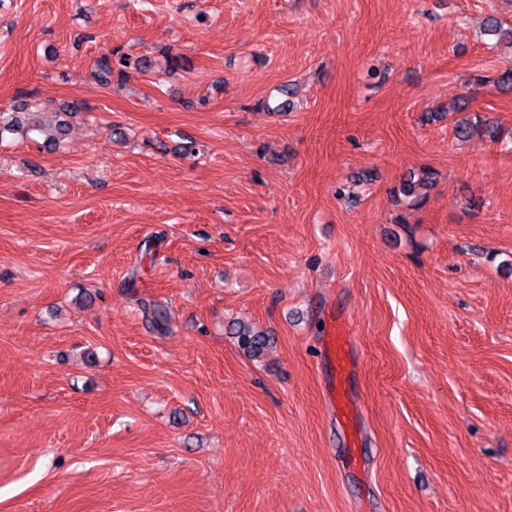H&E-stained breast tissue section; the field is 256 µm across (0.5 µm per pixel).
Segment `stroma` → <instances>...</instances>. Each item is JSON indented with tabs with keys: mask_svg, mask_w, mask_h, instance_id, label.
Returning a JSON list of instances; mask_svg holds the SVG:
<instances>
[{
	"mask_svg": "<svg viewBox=\"0 0 512 512\" xmlns=\"http://www.w3.org/2000/svg\"><path fill=\"white\" fill-rule=\"evenodd\" d=\"M511 70L512 0H0L66 122L0 140V512H512ZM120 49L112 51V55L117 57L115 62V71L117 73L118 80L123 83L131 72L142 70L147 67L148 61L145 57H133L129 54H120ZM124 62H128V65H124ZM232 334L237 337L239 346L252 356H259L268 344V339L264 334L255 332L241 322L235 324Z\"/></svg>",
	"mask_w": 512,
	"mask_h": 512,
	"instance_id": "1",
	"label": "stroma"
}]
</instances>
